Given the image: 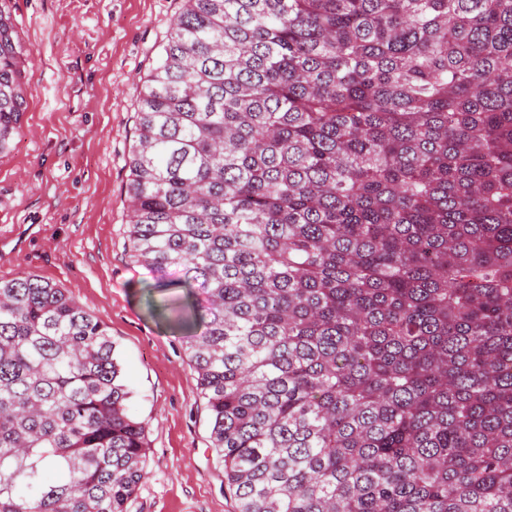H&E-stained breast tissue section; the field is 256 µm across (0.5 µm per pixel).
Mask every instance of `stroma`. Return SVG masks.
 I'll return each mask as SVG.
<instances>
[{
	"label": "stroma",
	"mask_w": 512,
	"mask_h": 512,
	"mask_svg": "<svg viewBox=\"0 0 512 512\" xmlns=\"http://www.w3.org/2000/svg\"><path fill=\"white\" fill-rule=\"evenodd\" d=\"M181 0H0L25 51L27 109L0 153V279L34 274L109 328L147 424L127 512H237L176 323L184 292L130 259L128 160L142 82Z\"/></svg>",
	"instance_id": "1"
}]
</instances>
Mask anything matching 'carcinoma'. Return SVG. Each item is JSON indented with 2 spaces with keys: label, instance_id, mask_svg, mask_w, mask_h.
Listing matches in <instances>:
<instances>
[{
  "label": "carcinoma",
  "instance_id": "cac0c4a2",
  "mask_svg": "<svg viewBox=\"0 0 512 512\" xmlns=\"http://www.w3.org/2000/svg\"><path fill=\"white\" fill-rule=\"evenodd\" d=\"M20 54L0 10V152ZM135 134L238 512H512V0H182ZM129 399L100 318L0 280V512H127Z\"/></svg>",
  "mask_w": 512,
  "mask_h": 512
}]
</instances>
